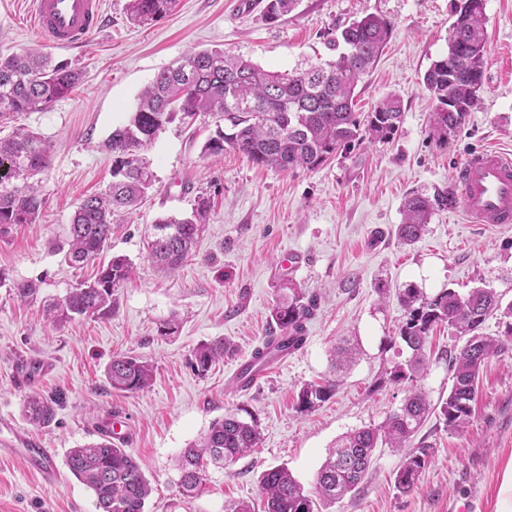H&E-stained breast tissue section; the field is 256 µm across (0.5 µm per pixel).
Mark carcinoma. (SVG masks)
Masks as SVG:
<instances>
[{
  "label": "carcinoma",
  "instance_id": "carcinoma-1",
  "mask_svg": "<svg viewBox=\"0 0 512 512\" xmlns=\"http://www.w3.org/2000/svg\"><path fill=\"white\" fill-rule=\"evenodd\" d=\"M297 0H268L267 18L278 20ZM176 6V0H129L130 18L136 22L157 21ZM448 39V51L435 60L423 77V85L437 102L432 124L441 145L456 132L469 112L480 104L479 91L485 71L484 0H460ZM392 33L391 22L366 15L344 26L330 43L335 55L292 72L269 71L242 56L219 51L189 52L176 65L156 74L138 98L135 109L105 140L112 154V182L105 191L86 196L71 222L66 256L81 266L96 258L112 238V218L138 205L153 188L156 176L143 157L157 135L175 121L189 124L198 116L218 119L215 135L205 152L221 154L231 148L252 163L280 171L314 169L339 149L363 138H393L402 123L399 97L388 95L370 111L354 110L356 89L372 69ZM81 73L66 62L51 64L45 56L25 53L0 58V126L6 127L22 112H43L71 94ZM51 164L50 145L21 126L0 137V237L21 224H34L44 205L40 175ZM456 188L435 189L433 195L412 194L403 203V221L397 237L404 245L416 243L430 217L456 205ZM209 200L197 197L189 215L163 216L155 220L147 245L148 259L161 268L177 270L192 254L196 238L209 217ZM133 272L124 256H114L100 267L93 281L71 290L48 304L52 322L63 323L76 316L112 311V297ZM14 297L28 302L37 296L33 280L11 283ZM406 320L399 338L409 357L390 371L395 383H411L425 366V346L431 328L446 324L455 335L466 338L451 354L448 368L452 385L440 414L450 430L466 428L472 419L480 372L485 362L500 353L504 344L480 333L485 320L500 310V298L491 290L477 288L462 297L444 290L434 297L410 284L399 292ZM314 300L291 281L283 280L271 307V317L281 330L297 333L314 312ZM227 346L219 339L198 346L191 366L201 376L224 358ZM352 343L342 339L332 348L334 369L350 362ZM153 365L137 356H117L106 367L110 387L123 393H138L148 387ZM339 378L321 384H306L297 395V410L310 412L336 392ZM55 400L38 394L27 397L25 418L34 425H47L55 416ZM243 409L212 421L200 441L184 449L177 460L179 487L186 498H195L211 466L226 462L257 446L260 432L254 418ZM431 412L422 393L408 389L401 406L377 428L350 431L336 441L317 471L314 496L285 467L264 471L260 489L265 512H315L355 490L371 465L378 443L402 449L421 428ZM433 455L428 445L405 452L395 477V486L407 493ZM71 474L95 495L98 512H145L151 493L148 479L122 443L100 434L99 440L72 448L66 456Z\"/></svg>",
  "mask_w": 512,
  "mask_h": 512
}]
</instances>
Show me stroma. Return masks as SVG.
I'll return each instance as SVG.
<instances>
[{
	"label": "stroma",
	"mask_w": 512,
	"mask_h": 512,
	"mask_svg": "<svg viewBox=\"0 0 512 512\" xmlns=\"http://www.w3.org/2000/svg\"><path fill=\"white\" fill-rule=\"evenodd\" d=\"M106 25L74 49L48 46L38 35L29 0H0V57L48 55L83 71L75 91L44 112L22 114L19 125L38 133L52 150L43 175L46 204L37 223L0 238V271L11 279L41 280L36 301L24 304L0 287V435L21 432L65 459L69 449L96 440L105 419L121 413L124 446L151 484L145 512H229L246 502L261 512L263 471L287 466L312 491L315 474L343 434L380 426L406 391L389 374L398 360L392 338L405 318L397 291L407 285L433 296L445 289L467 295L493 289L512 304V224H471L457 209L436 213L416 244L402 245L396 228L414 192L433 193L455 181L471 151L492 146L512 152V0H485V79L480 104L439 145L432 130L436 103L422 78L448 50L458 0H298L277 21L266 0H177L166 17L133 23L128 0H103ZM377 14L393 32L374 68L359 84L357 111L394 94L403 106L398 133L388 141L363 139L321 166L278 171L253 165L225 149L208 155L212 117L162 131L146 154L155 188L120 220L104 258L127 257L134 273L113 296L111 313L56 324L47 303L90 278L96 264L66 260L72 216L82 198L105 188L112 157L101 144L135 109L140 91L162 69L190 51L224 50L267 70L292 71L329 58L328 42L349 21ZM206 194L209 221L189 262L160 272L145 257L154 221L190 213ZM307 262L288 274L283 252ZM317 300L302 333L306 344L286 364L246 392L227 391L234 369L278 329L270 317L281 278ZM178 314L172 339L156 333ZM345 336L361 351L340 377L335 395L315 410H296L299 389L329 376L330 351ZM224 339L228 350L207 375L191 367L195 348ZM463 339L447 325L430 334L428 365L416 385L440 404L451 385L450 352ZM151 361L149 388L112 391L105 369L113 356ZM34 366L30 384L17 380ZM56 400V420L36 427L23 416L27 396ZM245 408L260 431L256 448L221 468H209L202 493L182 497L176 458L211 422ZM469 426L448 429L431 413L415 437L433 456L414 489L400 493L394 477L403 454L375 448L369 473L354 492L327 512H498L512 471V345L490 357L480 374ZM0 512H97L92 491L70 472L45 485L17 456L0 457Z\"/></svg>",
	"instance_id": "obj_1"
}]
</instances>
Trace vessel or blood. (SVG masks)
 I'll return each instance as SVG.
<instances>
[{
  "label": "vessel or blood",
  "mask_w": 512,
  "mask_h": 512,
  "mask_svg": "<svg viewBox=\"0 0 512 512\" xmlns=\"http://www.w3.org/2000/svg\"><path fill=\"white\" fill-rule=\"evenodd\" d=\"M103 0H33L31 12L40 36L50 45L69 49L81 46L90 32L99 29ZM460 193L457 207L472 224H512V153L485 148L469 154L457 169ZM287 352L267 355L248 373L237 372L236 390L252 389ZM29 469L45 484L59 478L54 449L28 438L19 450Z\"/></svg>",
  "instance_id": "obj_1"
}]
</instances>
